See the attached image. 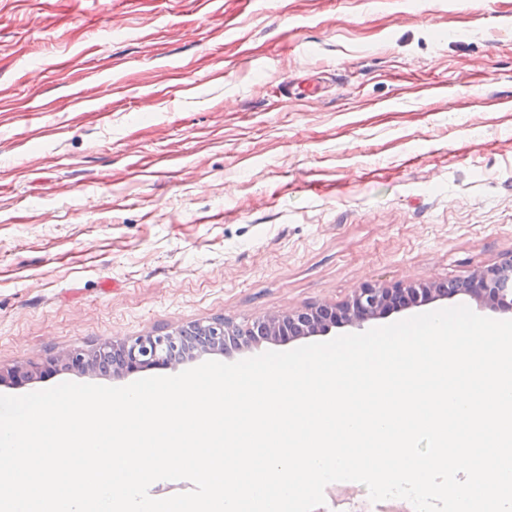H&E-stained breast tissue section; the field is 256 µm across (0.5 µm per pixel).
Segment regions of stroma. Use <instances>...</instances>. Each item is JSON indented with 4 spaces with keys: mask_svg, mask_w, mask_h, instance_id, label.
Returning a JSON list of instances; mask_svg holds the SVG:
<instances>
[{
    "mask_svg": "<svg viewBox=\"0 0 512 512\" xmlns=\"http://www.w3.org/2000/svg\"><path fill=\"white\" fill-rule=\"evenodd\" d=\"M509 252L512 0H0L2 370Z\"/></svg>",
    "mask_w": 512,
    "mask_h": 512,
    "instance_id": "stroma-1",
    "label": "stroma"
}]
</instances>
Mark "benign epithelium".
<instances>
[{
	"instance_id": "obj_1",
	"label": "benign epithelium",
	"mask_w": 512,
	"mask_h": 512,
	"mask_svg": "<svg viewBox=\"0 0 512 512\" xmlns=\"http://www.w3.org/2000/svg\"><path fill=\"white\" fill-rule=\"evenodd\" d=\"M459 294L469 296L482 308L511 314L512 252L491 265L474 269L453 288L436 282L365 283L339 303L308 304L286 314L258 317L247 324L227 319L203 321L199 326L206 335L197 342L191 336L146 334L104 342L89 349H72L47 358L43 372L47 375L54 372L57 363L65 360L70 369L92 376L97 371L95 354L112 356L113 375L121 378L152 368L175 369L213 352L251 349L264 341L288 343L326 334L336 326L360 329L392 311ZM32 377L31 370L20 366L6 373L0 371V383L8 381L14 387L26 385Z\"/></svg>"
}]
</instances>
